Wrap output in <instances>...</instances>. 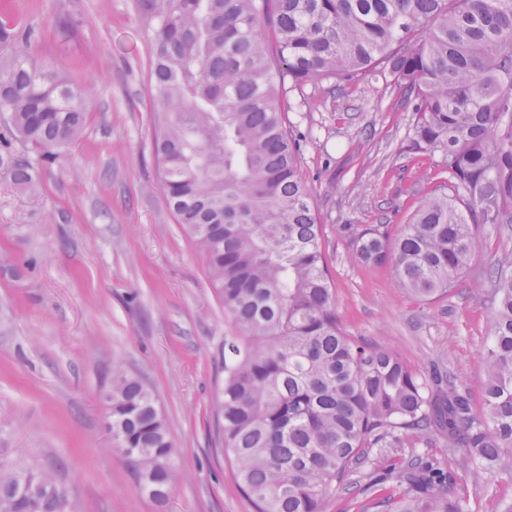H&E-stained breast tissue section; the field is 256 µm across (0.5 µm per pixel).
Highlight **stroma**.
<instances>
[{"label": "stroma", "instance_id": "35a3bbf8", "mask_svg": "<svg viewBox=\"0 0 512 512\" xmlns=\"http://www.w3.org/2000/svg\"><path fill=\"white\" fill-rule=\"evenodd\" d=\"M134 0H20L43 31L36 61L88 88L82 139L51 162L14 142L39 187L0 165V448L53 473L82 512H253L235 487L216 413L224 339L236 329L205 257L177 224L152 152L149 52ZM67 25H59V17ZM322 226L336 310L347 335L396 352L429 377L454 372L482 409L480 366L492 333L480 271L512 260V230L479 227L471 269L449 295L421 300L385 267L357 264L338 228L399 232L444 176L436 156L408 151L414 114L392 75L289 93L281 101ZM121 362L154 394L176 446L178 484L165 504L141 494L106 427L102 393ZM419 455L454 473L472 512H501L512 478L460 469L443 445L371 448L335 485L325 512H375L400 496L375 482Z\"/></svg>", "mask_w": 512, "mask_h": 512}]
</instances>
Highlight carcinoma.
I'll use <instances>...</instances> for the list:
<instances>
[{
	"label": "carcinoma",
	"instance_id": "cac0c4a2",
	"mask_svg": "<svg viewBox=\"0 0 512 512\" xmlns=\"http://www.w3.org/2000/svg\"><path fill=\"white\" fill-rule=\"evenodd\" d=\"M147 21L153 144L177 223L207 260L239 331L228 340L217 404L224 451L254 512H325L332 483L367 448L403 436L440 440L475 473L512 476V276L498 281L487 376L476 411L452 373L426 378L388 349L341 327L300 140L281 96L388 72L413 99L409 149L440 155L441 184L391 236L386 224L340 231L363 265L390 266L395 285L429 300L470 267L477 224L512 225V0H135ZM40 32L0 0V146L15 137L43 158L86 124L84 85L32 60ZM33 165L14 180L34 186ZM112 447L174 490L176 451L151 390L112 367ZM387 475L410 487L378 512H469L450 472L415 457ZM28 476L46 494L36 512H81L47 493L55 476L0 453V505Z\"/></svg>",
	"mask_w": 512,
	"mask_h": 512
}]
</instances>
